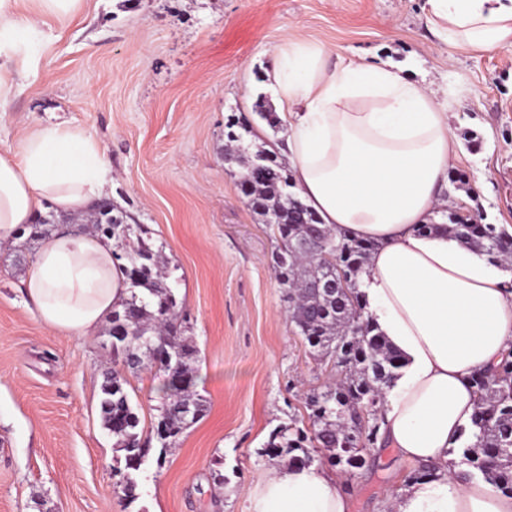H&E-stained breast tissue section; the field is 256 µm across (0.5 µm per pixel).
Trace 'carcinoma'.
I'll return each instance as SVG.
<instances>
[{
  "label": "carcinoma",
  "mask_w": 512,
  "mask_h": 512,
  "mask_svg": "<svg viewBox=\"0 0 512 512\" xmlns=\"http://www.w3.org/2000/svg\"><path fill=\"white\" fill-rule=\"evenodd\" d=\"M257 156L271 158L270 168L247 167L249 196L253 210L278 241L274 265L276 278L287 291L289 316L310 354L333 359L343 368L342 377L324 391L309 394L307 427L293 422L275 429L267 447L286 448L292 460L315 461L311 452H326L336 469L349 472L366 465L365 450L380 438V407L384 391L402 367L400 356L364 316L358 276L368 265L376 244L336 233L320 222L317 213L290 191L292 175L273 150ZM114 207L103 200L92 210L93 232L120 242L126 259L123 270L129 281V296L112 311V328L126 329L115 337L112 363L130 370L157 366L177 386L164 392L157 406V420L144 431L134 411L121 372H105L100 386L99 408L106 429L117 438L124 453L125 468L138 471L152 460L162 467L169 450L183 430L205 412L203 400L189 391L191 361L196 347L178 328L181 310L169 274L158 270L166 264L161 252L146 243L141 224H116ZM444 221L418 226L420 233L446 231L461 243L475 248L493 263L512 257V236L494 224H463L454 212H442ZM55 216L50 213L27 225L29 239L48 236ZM320 235L322 255L298 243ZM472 385L476 411L462 430L463 463L503 492L512 493V358L505 357L489 371L476 373Z\"/></svg>",
  "instance_id": "obj_1"
}]
</instances>
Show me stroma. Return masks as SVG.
<instances>
[{
  "mask_svg": "<svg viewBox=\"0 0 512 512\" xmlns=\"http://www.w3.org/2000/svg\"><path fill=\"white\" fill-rule=\"evenodd\" d=\"M425 2L85 0L60 40L39 46L38 75L0 119V152L48 125L83 129L103 147L114 204L176 269L183 334L198 349L191 390L205 412L125 496L115 486L125 461L99 409L112 322L92 336L45 327L21 290L38 241L0 244V512H245L244 488L288 463L266 454L270 433L307 420L305 396L341 369L296 336L274 274L277 242L240 189L241 166L224 162L230 118L247 120L252 142L285 139L255 104L277 107L265 72L286 37L323 44L336 64L386 62L447 90L459 179L443 207L512 226V49L440 43ZM124 378L149 426L163 373ZM366 458L339 476L350 512H376L416 470L385 448Z\"/></svg>",
  "mask_w": 512,
  "mask_h": 512,
  "instance_id": "35a3bbf8",
  "label": "stroma"
}]
</instances>
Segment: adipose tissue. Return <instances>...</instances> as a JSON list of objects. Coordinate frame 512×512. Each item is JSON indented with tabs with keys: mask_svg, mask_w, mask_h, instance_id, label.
Listing matches in <instances>:
<instances>
[{
	"mask_svg": "<svg viewBox=\"0 0 512 512\" xmlns=\"http://www.w3.org/2000/svg\"><path fill=\"white\" fill-rule=\"evenodd\" d=\"M84 0H0V117L40 59L31 36L54 43ZM440 42L475 52L512 47V0H427ZM321 45L289 37L266 78L278 96L288 162L303 201L334 231L375 243L360 280L365 314L403 366L386 389L380 442L436 469L410 483L393 512H512V495L471 478L449 454L473 415L471 377L512 352V279L448 234L422 235L448 182V105L400 70L336 67ZM112 182L86 131L35 128L0 153V241L42 204L77 214ZM111 240L65 229L43 240L24 281L35 317L56 333L93 335L128 297ZM246 512H350L344 486L312 465L271 466L247 487Z\"/></svg>",
	"mask_w": 512,
	"mask_h": 512,
	"instance_id": "ef3b65f1",
	"label": "adipose tissue"
}]
</instances>
